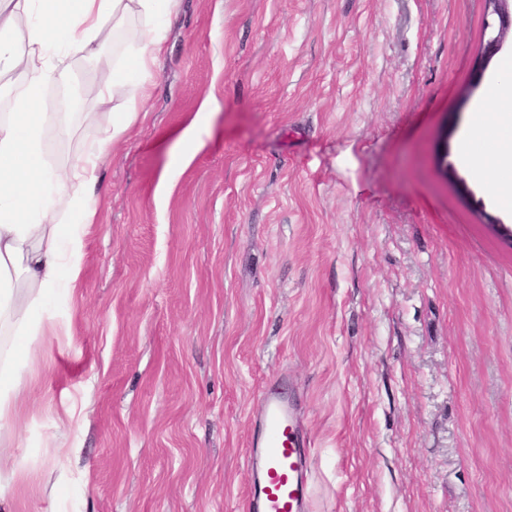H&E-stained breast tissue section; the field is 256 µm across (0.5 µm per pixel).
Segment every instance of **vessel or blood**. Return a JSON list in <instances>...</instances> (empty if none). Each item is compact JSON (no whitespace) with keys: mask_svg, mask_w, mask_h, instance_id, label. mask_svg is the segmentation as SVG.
<instances>
[{"mask_svg":"<svg viewBox=\"0 0 512 512\" xmlns=\"http://www.w3.org/2000/svg\"><path fill=\"white\" fill-rule=\"evenodd\" d=\"M246 512H304L309 497L307 449L292 399L267 387L250 439Z\"/></svg>","mask_w":512,"mask_h":512,"instance_id":"1","label":"vessel or blood"}]
</instances>
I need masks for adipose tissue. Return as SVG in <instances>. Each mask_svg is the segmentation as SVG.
<instances>
[{
    "instance_id": "adipose-tissue-1",
    "label": "adipose tissue",
    "mask_w": 512,
    "mask_h": 512,
    "mask_svg": "<svg viewBox=\"0 0 512 512\" xmlns=\"http://www.w3.org/2000/svg\"><path fill=\"white\" fill-rule=\"evenodd\" d=\"M180 0H0V74L21 72L24 87L13 110L0 117V328L14 333L12 351L0 352V423L12 421L19 405L18 380L28 353L27 341L53 331L47 311L49 291L76 287L81 274L84 238L96 223L95 191L106 150L122 141L142 112L148 79L160 70L165 51L166 19ZM36 14L25 39H18L15 16ZM148 19L143 29L125 30L133 15ZM123 32L136 50L105 71L102 100L119 109L96 116L98 139L64 168L45 164L47 125L38 109L51 82L67 81L70 61L91 59L105 28ZM205 127L191 120L178 140L186 150L162 170L157 189L171 190L204 144ZM512 147V116L479 106L460 153L483 180L493 173L485 141Z\"/></svg>"
}]
</instances>
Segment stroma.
<instances>
[{
  "mask_svg": "<svg viewBox=\"0 0 512 512\" xmlns=\"http://www.w3.org/2000/svg\"><path fill=\"white\" fill-rule=\"evenodd\" d=\"M484 0H181L147 113L101 166L77 288L33 341L0 512H244L263 390L308 444L307 512H512V211L459 152ZM46 85L51 166L101 69ZM208 137L165 201L179 130ZM494 224H487V217ZM80 424L70 427V414Z\"/></svg>",
  "mask_w": 512,
  "mask_h": 512,
  "instance_id": "1",
  "label": "stroma"
}]
</instances>
